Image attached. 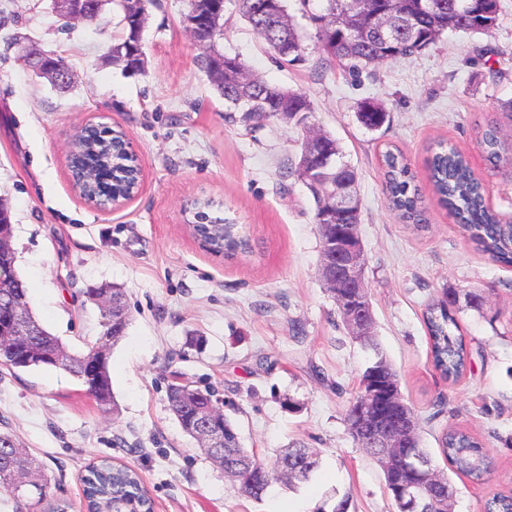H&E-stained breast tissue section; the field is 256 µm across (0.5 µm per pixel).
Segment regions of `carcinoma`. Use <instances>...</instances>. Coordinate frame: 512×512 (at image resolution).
I'll use <instances>...</instances> for the list:
<instances>
[{"mask_svg": "<svg viewBox=\"0 0 512 512\" xmlns=\"http://www.w3.org/2000/svg\"><path fill=\"white\" fill-rule=\"evenodd\" d=\"M240 10L244 20L268 44L275 59L287 64L304 60L305 47L293 23H288V37L295 49L293 57H283L275 46L281 30L274 13L261 10L263 0H241ZM120 7L123 17V32L112 45L110 55L121 62L122 70L128 75L144 72L145 51L142 31L147 20L145 6L138 13L128 12L124 0H112ZM342 23L332 35L318 29L322 38L325 61L346 65L350 69L361 66H375L393 57H409L434 44L447 30L465 33H484L496 21L498 0H434L435 8L428 7L425 0H334ZM217 10V0H189V12L196 21V43L202 49L197 57L200 68L211 74L212 70L228 64L226 55L209 51L211 20ZM384 12L397 14L412 20L408 33H396L389 40L373 31V17ZM216 91L226 100L240 102L238 111L243 121L252 122L268 117L302 121L311 117L313 108L307 96L297 90L270 85L263 80L245 73L237 84L216 83ZM387 112L376 102L365 100L358 107V119L368 129L380 128L386 121ZM119 130L112 132V138L102 139L84 134L74 141V156L96 166L102 176L101 183H74L79 195L86 200L97 196L122 199L135 190L138 178L135 162L126 159L113 148V142L121 140ZM477 144L486 160L497 167L512 163V151L508 152L499 127L488 125L479 132ZM330 154L336 157V165L316 173V178L307 174L308 167H321V157ZM384 172L382 188L392 210L399 218L417 227H424L426 211L423 206L421 186L412 172L411 164L399 151L388 150L383 154ZM294 176L309 191L314 202V224L325 222L324 206L326 196L336 190V183L357 185L355 168L344 160L343 151L330 134L322 133L310 153V157L299 158L294 169L286 172ZM428 182L439 205L455 219L467 240L480 252L488 255L495 263L512 267V221L504 222L489 205L485 185L475 174L466 156L453 146L443 142L428 161ZM214 207L211 200H196L192 204L193 217L198 223L194 231L200 233L209 250L227 257L249 248L248 238L241 234L236 225L222 218H211L209 211ZM13 300L28 301L26 283L18 271L5 288H0V322H4L5 304ZM454 293L447 291L443 297L428 306L425 324L430 345L432 365L439 375L448 382L456 381L466 370L467 349L460 332ZM58 337L45 329L35 336L27 337L14 355V364H24L26 352L43 348L51 351ZM68 373L80 383H85L84 369L86 354H68ZM171 410L180 425H185L195 413V406L178 400L174 392L167 391ZM213 417L224 425L228 445L219 450L204 449V453L219 466L225 474L240 481L242 492L249 498L260 500L268 488L275 483L288 486L292 482L306 481L320 465L319 453L301 443H295L270 464H265L248 452L230 419L217 408H212ZM410 449L421 456L429 466H435L431 451L423 446L419 429H414L408 438ZM440 451L452 470L469 478L474 483L485 482L493 472V466L484 444L467 431L449 428L439 440ZM403 448H382L366 451L367 456L380 468L385 493L391 501L394 512H453L454 496L438 489L429 490L413 508H404L399 503L400 489L417 480L418 472L404 471L393 464V458L403 454ZM85 512H142L148 508L147 497L138 475L131 469H114L109 461L90 467L83 476ZM0 487L13 491L17 487L26 490L29 499L28 510L42 504L48 498L49 482L42 474L36 458L19 448L8 433H0ZM485 512H512V495L497 494L484 506Z\"/></svg>", "mask_w": 512, "mask_h": 512, "instance_id": "carcinoma-1", "label": "carcinoma"}]
</instances>
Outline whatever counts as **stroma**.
<instances>
[{
    "label": "stroma",
    "instance_id": "1",
    "mask_svg": "<svg viewBox=\"0 0 512 512\" xmlns=\"http://www.w3.org/2000/svg\"><path fill=\"white\" fill-rule=\"evenodd\" d=\"M499 6L486 33L448 30L418 55L355 76L324 62L310 19L318 0L306 8L288 0L302 64L276 63L235 0L224 4L217 41L268 84L306 93L312 125L334 136L356 168L376 339L423 443L444 465L437 439L453 426L494 460L486 483L453 475V512H483L492 494L512 493V269L476 251L433 196L426 227L402 223L382 193V155L400 150L422 180L429 148L453 144L484 179L491 206L512 218V165L491 167L476 140L490 123L512 138V0ZM146 9V68L127 76L109 59L121 34L117 6L69 25L49 0H0V199L11 209L30 307L73 353L103 331L86 289L123 288L130 320L110 348V410L67 372L0 365V432L37 457L51 499L74 512L81 473L105 457L137 469L155 512H333L344 495L349 512H390L381 471L345 421L373 353L342 324L320 276L311 197L288 174L303 132L275 117L244 122L219 96L196 64L188 0H151ZM31 45L66 60L67 91L26 69L21 49ZM367 99L388 113L373 131L357 117ZM88 122L129 134L143 168L131 200L99 207L74 190L67 155ZM197 198L214 200L212 216L236 224L250 249L211 253L190 226ZM448 290L488 297L483 312L459 315L470 361L453 383L430 363L423 318ZM176 376L223 400L259 459L301 441L320 452L319 468L295 489L274 485L260 501L242 495L172 413L167 387Z\"/></svg>",
    "mask_w": 512,
    "mask_h": 512
}]
</instances>
